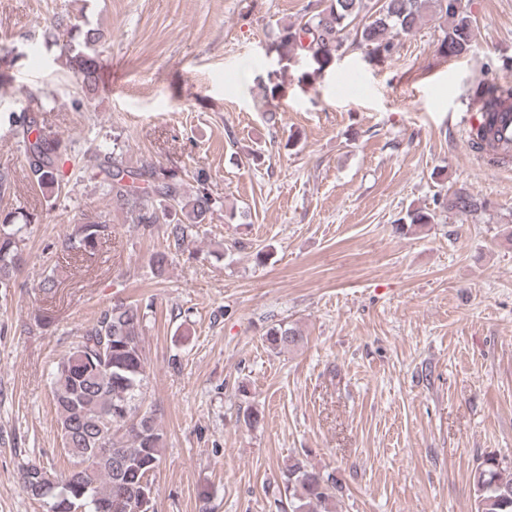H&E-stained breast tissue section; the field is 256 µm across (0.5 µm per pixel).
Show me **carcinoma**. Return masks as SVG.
<instances>
[{
	"label": "carcinoma",
	"instance_id": "obj_1",
	"mask_svg": "<svg viewBox=\"0 0 512 512\" xmlns=\"http://www.w3.org/2000/svg\"><path fill=\"white\" fill-rule=\"evenodd\" d=\"M319 7L300 21L279 26L270 47L284 59L314 51L322 55L314 72L321 73L349 49L364 48L368 56L388 61L396 53V40L429 21L439 23L442 32L436 52L443 58L469 53L475 44L473 22L465 0H318ZM62 46L68 68L81 81L84 93L99 88L101 62L96 51L99 29L55 17L50 33ZM477 98L486 102L474 130L475 145L512 158V145L501 146L488 113L504 105L512 109V88L481 85ZM13 135L25 146L30 177L42 187L59 184V159L63 142L45 130L29 113L10 112L6 116ZM112 207L126 213L129 223L144 233L153 226L168 224L167 247L154 253L151 266L156 275L165 273L172 255L202 224L211 223L219 202L208 189V175L194 174L196 187L183 191V178L176 172L143 163L127 165L118 147L112 157H100ZM144 182L142 192L121 185L124 177ZM483 203L464 189L448 198L444 208L472 213ZM436 212L428 208L407 211L409 226L433 224ZM29 217L17 222L11 211L0 212V294L16 286L23 260ZM110 226L89 221L77 228L66 243L75 253L89 252ZM149 306L118 299L88 325L69 352L51 371L57 429L69 468L57 474L39 464L22 468L25 492L48 505V512H154V488L150 475L159 462L162 434L151 410H141L147 386L143 323ZM268 346L275 351L296 348L304 336L288 323H278L266 333ZM89 448H110L112 456L98 460L92 472L81 468V452ZM474 512H512V465L488 455L471 472ZM283 492L288 494L291 512H333L342 486L335 475L295 459L283 471Z\"/></svg>",
	"mask_w": 512,
	"mask_h": 512
}]
</instances>
